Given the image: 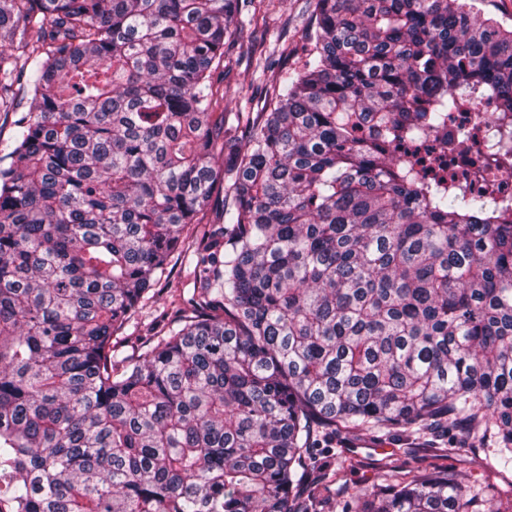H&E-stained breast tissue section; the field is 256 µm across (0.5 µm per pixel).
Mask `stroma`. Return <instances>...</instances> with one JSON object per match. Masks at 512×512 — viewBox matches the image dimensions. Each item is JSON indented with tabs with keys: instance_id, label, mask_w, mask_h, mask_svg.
<instances>
[{
	"instance_id": "obj_1",
	"label": "stroma",
	"mask_w": 512,
	"mask_h": 512,
	"mask_svg": "<svg viewBox=\"0 0 512 512\" xmlns=\"http://www.w3.org/2000/svg\"><path fill=\"white\" fill-rule=\"evenodd\" d=\"M314 0H286L282 10L257 14L253 20L239 24L230 51L231 61L224 64V109L228 112H249L260 109L254 98L257 89L272 84L274 71L257 67L249 50L263 44L274 57L297 63L302 55L304 35L310 26ZM193 284L181 268H174L169 279L158 285L153 298L136 314L139 326L163 317L170 295L189 299ZM401 432H363L339 434L323 439L309 460L310 480L319 492L314 512H360L364 497L384 480L385 468L394 464L412 471L443 468L448 471L467 468L476 445L466 430L452 426L435 430L433 435L417 439L414 448L404 446ZM355 459L354 470L330 478L339 457Z\"/></svg>"
}]
</instances>
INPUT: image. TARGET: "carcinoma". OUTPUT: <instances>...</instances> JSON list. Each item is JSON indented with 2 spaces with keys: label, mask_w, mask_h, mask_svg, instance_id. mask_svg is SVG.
<instances>
[{
  "label": "carcinoma",
  "mask_w": 512,
  "mask_h": 512,
  "mask_svg": "<svg viewBox=\"0 0 512 512\" xmlns=\"http://www.w3.org/2000/svg\"><path fill=\"white\" fill-rule=\"evenodd\" d=\"M482 0H315L230 122L216 65L275 0H0V512H290L327 433L463 423L512 471V201L396 145L490 92ZM488 148L512 156V130ZM175 259L186 308L118 349ZM391 468L360 512H512ZM19 112H0V143L10 140L15 132L14 122L30 109L31 96L23 93Z\"/></svg>",
  "instance_id": "obj_1"
}]
</instances>
